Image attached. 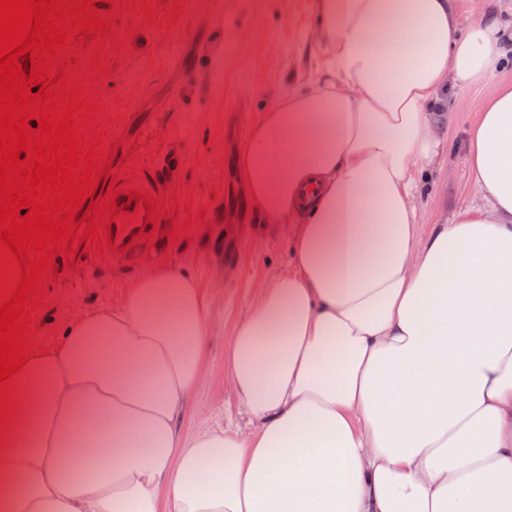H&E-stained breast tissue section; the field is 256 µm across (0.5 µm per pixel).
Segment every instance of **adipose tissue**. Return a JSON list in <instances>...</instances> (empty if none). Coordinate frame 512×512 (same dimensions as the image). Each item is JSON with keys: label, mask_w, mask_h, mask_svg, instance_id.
Returning <instances> with one entry per match:
<instances>
[{"label": "adipose tissue", "mask_w": 512, "mask_h": 512, "mask_svg": "<svg viewBox=\"0 0 512 512\" xmlns=\"http://www.w3.org/2000/svg\"><path fill=\"white\" fill-rule=\"evenodd\" d=\"M458 0H314L321 77L236 178L290 259L237 323V416L186 433L202 289L159 265L19 372L0 512H512V27ZM473 204L421 232L448 96Z\"/></svg>", "instance_id": "adipose-tissue-1"}]
</instances>
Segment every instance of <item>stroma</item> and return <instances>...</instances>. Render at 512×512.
<instances>
[{"instance_id": "1", "label": "stroma", "mask_w": 512, "mask_h": 512, "mask_svg": "<svg viewBox=\"0 0 512 512\" xmlns=\"http://www.w3.org/2000/svg\"><path fill=\"white\" fill-rule=\"evenodd\" d=\"M178 3L183 18L160 29L122 10V18L142 30L111 52L112 68L96 88L107 112L130 115L126 126L109 129L120 141L113 162L154 166L168 195L179 201L175 214L196 225L176 243L158 238L136 267L115 264L90 274L91 255L83 250L73 256L74 269L55 260L36 344L52 348L88 310L119 304L133 281L158 263L188 271L204 291L212 324L207 376L182 420L191 433L235 416L237 402L224 384V350L253 300L288 265L287 225L245 222L225 208L223 198L234 190L230 175L252 125L284 93L320 76L326 50L311 37L313 0ZM180 52L192 60L203 54L207 61L180 78L167 68L168 57ZM146 94L164 99V111H135ZM487 94V88H471L450 98L452 120L443 136L452 148L431 167L423 226L447 223L472 199L460 143ZM191 200L197 208L189 212Z\"/></svg>"}]
</instances>
